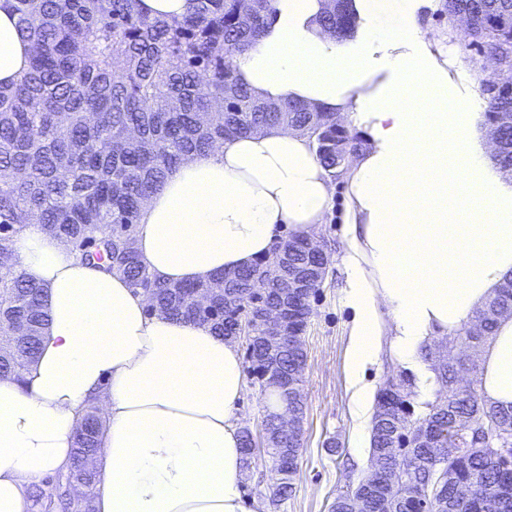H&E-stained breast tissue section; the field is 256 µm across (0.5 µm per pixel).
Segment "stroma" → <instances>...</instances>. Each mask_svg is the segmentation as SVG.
<instances>
[{
	"label": "stroma",
	"mask_w": 512,
	"mask_h": 512,
	"mask_svg": "<svg viewBox=\"0 0 512 512\" xmlns=\"http://www.w3.org/2000/svg\"><path fill=\"white\" fill-rule=\"evenodd\" d=\"M349 320L343 277L332 264L322 287L311 299L304 334L305 412L295 489L288 499L273 502L268 459L258 457L245 479L251 512H329L339 493L368 474L369 458L360 457L350 444L346 353Z\"/></svg>",
	"instance_id": "35a3bbf8"
}]
</instances>
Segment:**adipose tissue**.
<instances>
[{
	"label": "adipose tissue",
	"instance_id": "adipose-tissue-1",
	"mask_svg": "<svg viewBox=\"0 0 512 512\" xmlns=\"http://www.w3.org/2000/svg\"><path fill=\"white\" fill-rule=\"evenodd\" d=\"M422 0L383 30L377 0H354L364 35L322 27L324 0H273L274 21L233 67L257 97L342 117L362 143L333 182L307 135L273 127L224 140L183 162L147 198L136 250L155 278L206 282L307 237L345 195L336 266L352 311L348 385L354 447L372 442L382 360L436 373L422 353L452 337L512 274V175L490 159L478 88H466L421 31ZM33 49L0 0V87L27 71ZM18 269L40 283L49 314L21 379L0 378V512H35L30 487L67 470L90 405L105 427L90 462L95 512H249L235 415L246 389L236 342L210 327L148 315L120 274L81 262L32 221L14 237ZM483 396L512 404V315L479 359Z\"/></svg>",
	"mask_w": 512,
	"mask_h": 512
}]
</instances>
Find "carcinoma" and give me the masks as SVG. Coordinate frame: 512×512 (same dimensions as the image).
<instances>
[{
	"instance_id": "cac0c4a2",
	"label": "carcinoma",
	"mask_w": 512,
	"mask_h": 512,
	"mask_svg": "<svg viewBox=\"0 0 512 512\" xmlns=\"http://www.w3.org/2000/svg\"><path fill=\"white\" fill-rule=\"evenodd\" d=\"M139 0H12L20 34L34 47L28 72L12 88H0V254L13 258L10 243L30 220L64 240L82 262L124 276L148 301L149 314L210 326L224 338L235 336L238 322L254 309L278 299L275 285H261L269 258L235 273V296L217 298L200 310L197 293L206 283L168 284L153 279L141 264L135 233L143 201L188 158L211 151L225 139L266 128L291 127L306 133L329 174L336 175V143L358 142L330 112L312 111L290 101H262L242 84L231 59L265 35L274 12L272 0H195L181 19L150 18ZM448 23L471 13L474 25L463 41L493 50L501 73L512 77V0H445ZM322 23L339 38L357 25L353 0H328ZM489 132L502 143L493 155L512 168V95L486 89ZM288 266L305 272L311 258L305 239L282 245ZM43 287L0 266V377H20L38 354L48 325ZM497 306L512 310V288L503 282L476 319ZM496 321L476 332L445 337L448 366L437 372L447 390L412 419V378L388 380L377 396L371 458L390 467L415 465L412 481L372 473L358 480L331 504L347 512L345 501L366 499V512H420L426 494L436 493L442 512H483L481 496L461 503L462 483L491 489L496 512H512V451L494 452V428L512 431V405H493L482 394L456 388V353L465 343L482 349ZM248 357L261 392L282 399L281 373L303 374L306 351L287 344L267 362L255 345ZM104 420L87 409L76 435L68 480L91 488L95 474L85 460L98 447ZM422 429L426 440L416 438ZM300 449L278 436L267 449L272 495L285 499L294 489ZM59 508L91 512V497L73 505L62 486L55 488Z\"/></svg>"
}]
</instances>
